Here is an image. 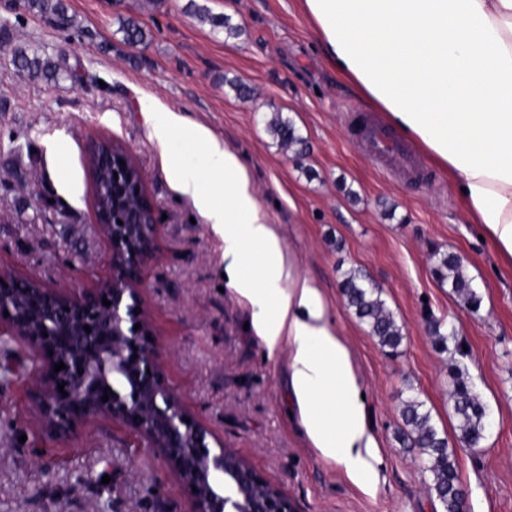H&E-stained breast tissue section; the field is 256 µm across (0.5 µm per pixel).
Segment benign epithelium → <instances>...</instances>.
I'll use <instances>...</instances> for the list:
<instances>
[{"mask_svg":"<svg viewBox=\"0 0 512 512\" xmlns=\"http://www.w3.org/2000/svg\"><path fill=\"white\" fill-rule=\"evenodd\" d=\"M134 189L144 211L128 223L94 213L107 249V275L97 287H42L31 297L19 277L0 271V333L24 339L40 362L31 401L44 434L63 443L90 418L106 416L146 440L168 469L196 488L192 512H297L243 459L227 448H210L208 432L184 421L188 414L165 383L148 339L152 331L140 296L144 269L156 252L157 210L145 179ZM61 362L65 368L54 371Z\"/></svg>","mask_w":512,"mask_h":512,"instance_id":"7a95c632","label":"benign epithelium"}]
</instances>
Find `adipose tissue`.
I'll return each mask as SVG.
<instances>
[{
	"label": "adipose tissue",
	"instance_id": "obj_1",
	"mask_svg": "<svg viewBox=\"0 0 512 512\" xmlns=\"http://www.w3.org/2000/svg\"><path fill=\"white\" fill-rule=\"evenodd\" d=\"M325 59L448 173L469 223L512 263V0H303ZM161 150L202 143L211 171L174 172L224 241L231 285L268 349L290 347V386L315 448L375 494L376 446L352 354L322 294L280 241L221 141L175 113L152 119Z\"/></svg>",
	"mask_w": 512,
	"mask_h": 512
}]
</instances>
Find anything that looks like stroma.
<instances>
[{
    "label": "stroma",
    "instance_id": "35a3bbf8",
    "mask_svg": "<svg viewBox=\"0 0 512 512\" xmlns=\"http://www.w3.org/2000/svg\"><path fill=\"white\" fill-rule=\"evenodd\" d=\"M75 30L0 0L12 47L65 54L79 80H32L0 52V269L58 288L96 287L107 271L92 212L91 140L109 137L141 169L158 214L157 256L141 294L166 383L188 415L298 512H442L417 452L396 439L401 409L423 401L445 434L468 512H512V267L468 224L447 173L426 153L429 175L397 156L367 151L355 131L373 107L324 58L302 0H65ZM134 18L147 43H124ZM248 88V96L235 85ZM170 111L218 138L239 159L249 189L298 277L320 288L346 341L379 445L378 492L365 494L305 434L288 387L290 348L267 347L252 310L225 279L224 243L173 169L208 178L197 144L161 151L149 109ZM292 121L308 149H282L272 113ZM66 138L55 151L45 141ZM463 260L481 305L471 312L434 275L441 255ZM359 271L382 292L402 328L381 346L343 305L341 282ZM439 321L458 345L436 346ZM0 512H191L190 489L155 449L121 422L89 421L66 443L44 441L30 392L31 351L0 344ZM474 385L492 419L485 441L463 446L452 416L456 375Z\"/></svg>",
    "mask_w": 512,
    "mask_h": 512
}]
</instances>
